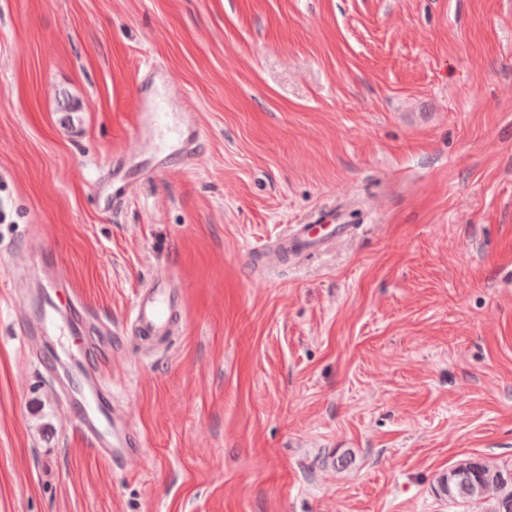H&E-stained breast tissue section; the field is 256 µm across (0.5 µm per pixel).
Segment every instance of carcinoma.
<instances>
[{
  "mask_svg": "<svg viewBox=\"0 0 512 512\" xmlns=\"http://www.w3.org/2000/svg\"><path fill=\"white\" fill-rule=\"evenodd\" d=\"M511 472L466 460L438 480V492L454 503L482 505L483 512H512Z\"/></svg>",
  "mask_w": 512,
  "mask_h": 512,
  "instance_id": "1",
  "label": "carcinoma"
}]
</instances>
